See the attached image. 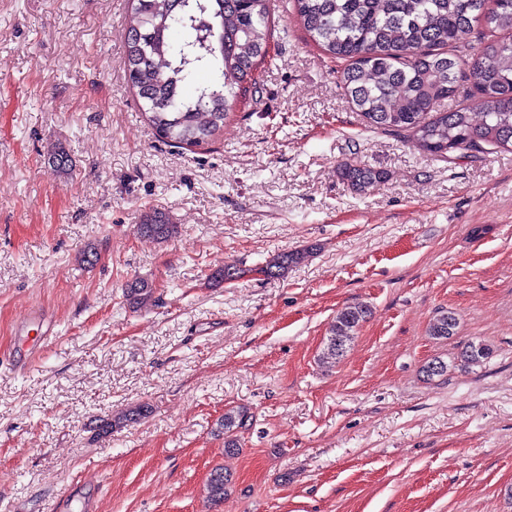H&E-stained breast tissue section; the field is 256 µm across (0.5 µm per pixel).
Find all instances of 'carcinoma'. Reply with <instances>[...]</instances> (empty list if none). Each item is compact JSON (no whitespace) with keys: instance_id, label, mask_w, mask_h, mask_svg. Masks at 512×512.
Wrapping results in <instances>:
<instances>
[{"instance_id":"cac0c4a2","label":"carcinoma","mask_w":512,"mask_h":512,"mask_svg":"<svg viewBox=\"0 0 512 512\" xmlns=\"http://www.w3.org/2000/svg\"><path fill=\"white\" fill-rule=\"evenodd\" d=\"M310 40L328 58L344 64L342 83L355 111L374 129L403 132L413 147L452 161L486 148L512 150V0H289ZM269 0H131L125 29L124 69L143 101V115L156 134L175 147L202 146L224 130V122L269 51ZM474 90V105L456 102L459 81ZM481 119H473L474 112ZM338 174L356 194L386 181L388 174L356 161ZM138 234L165 242L179 225L159 207L144 212ZM306 259L297 250L272 256L262 266L280 278ZM241 272L220 266L208 279L230 283ZM155 285L136 278L125 287L134 308L150 306ZM368 309L353 304L336 316L322 360L344 355ZM457 318L446 312L429 333L454 335ZM490 349L469 344L467 364L488 358ZM148 414L139 404L100 420L107 435ZM244 410L224 413V452L239 448ZM229 475L212 471L208 501L224 500Z\"/></svg>"}]
</instances>
